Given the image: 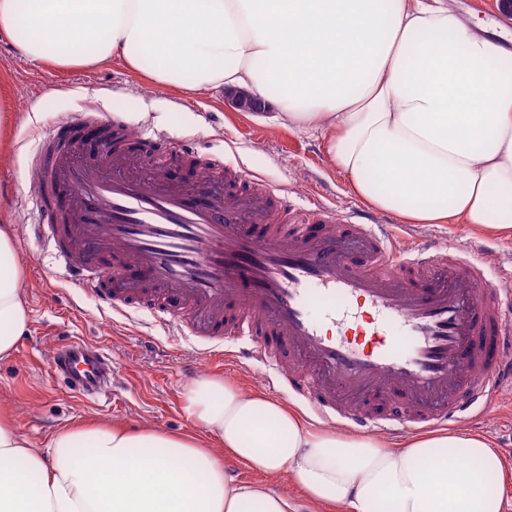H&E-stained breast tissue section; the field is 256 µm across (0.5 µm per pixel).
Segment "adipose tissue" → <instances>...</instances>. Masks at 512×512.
<instances>
[{"label": "adipose tissue", "mask_w": 512, "mask_h": 512, "mask_svg": "<svg viewBox=\"0 0 512 512\" xmlns=\"http://www.w3.org/2000/svg\"><path fill=\"white\" fill-rule=\"evenodd\" d=\"M1 39L61 70L119 62L178 94L248 91L320 134L375 212L512 239V51L444 0H0ZM13 239L0 228V358L28 326ZM186 411L191 433L75 424L39 448L0 406V512H503L512 484L465 428L342 433L211 377Z\"/></svg>", "instance_id": "adipose-tissue-1"}]
</instances>
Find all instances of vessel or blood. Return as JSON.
<instances>
[{"mask_svg": "<svg viewBox=\"0 0 512 512\" xmlns=\"http://www.w3.org/2000/svg\"><path fill=\"white\" fill-rule=\"evenodd\" d=\"M115 137L99 107L58 117L30 159L31 235L72 286L115 315L135 305L178 336H211L259 365L327 420L360 431L426 432L512 383V265L489 273L428 238L367 214L340 222L321 192L296 202L213 153L174 139L141 158L98 152L79 130ZM197 170L173 180V159ZM323 319H315L313 307ZM56 373L106 395L112 360L86 340L60 344Z\"/></svg>", "mask_w": 512, "mask_h": 512, "instance_id": "b4317fda", "label": "vessel or blood"}]
</instances>
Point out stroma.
Listing matches in <instances>:
<instances>
[{
  "instance_id": "35a3bbf8",
  "label": "stroma",
  "mask_w": 512,
  "mask_h": 512,
  "mask_svg": "<svg viewBox=\"0 0 512 512\" xmlns=\"http://www.w3.org/2000/svg\"><path fill=\"white\" fill-rule=\"evenodd\" d=\"M1 77L11 86L14 120L7 145L0 147V221L15 229L14 255L23 272L29 316V328L12 356L0 359V403L11 406L17 434L40 444L60 426L90 421L146 423L180 434L194 428L185 393L201 377L225 376L245 390L268 392L259 367L219 361L211 356L207 339L170 335L149 311L112 315L60 278L52 258L26 236V162L37 133L57 113L99 105L122 115L131 131L150 125L174 132L272 182L287 183L298 199L322 184L335 200L337 217L350 218L360 202L348 178L327 162L321 138L277 126L267 111L234 110L218 92L174 95L146 84L119 63L59 71L19 55L5 41H0ZM420 232L459 251L483 244L489 270L512 263V240L464 224H431ZM70 337L92 340L111 354L110 403L83 401L57 378L52 351ZM455 424L492 438L512 464V386L479 414L461 415Z\"/></svg>"
}]
</instances>
